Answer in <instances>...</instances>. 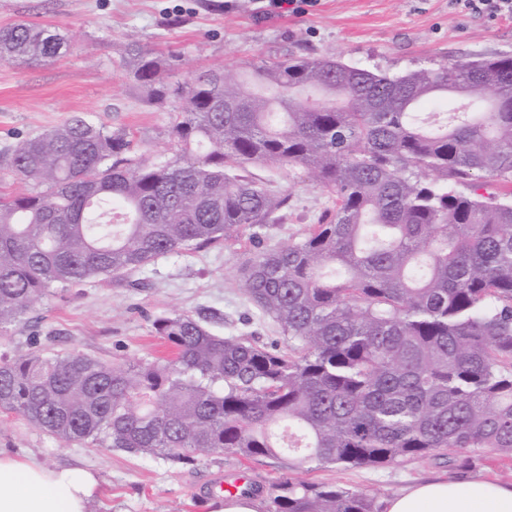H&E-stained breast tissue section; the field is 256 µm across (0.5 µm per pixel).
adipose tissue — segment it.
<instances>
[{
    "label": "adipose tissue",
    "instance_id": "adipose-tissue-1",
    "mask_svg": "<svg viewBox=\"0 0 512 512\" xmlns=\"http://www.w3.org/2000/svg\"><path fill=\"white\" fill-rule=\"evenodd\" d=\"M96 475L49 468L0 451V512H89ZM386 512H512V485L487 480H428L390 497Z\"/></svg>",
    "mask_w": 512,
    "mask_h": 512
}]
</instances>
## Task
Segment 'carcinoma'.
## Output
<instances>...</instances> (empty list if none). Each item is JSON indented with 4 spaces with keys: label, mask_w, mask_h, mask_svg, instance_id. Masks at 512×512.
I'll list each match as a JSON object with an SVG mask.
<instances>
[{
    "label": "carcinoma",
    "mask_w": 512,
    "mask_h": 512,
    "mask_svg": "<svg viewBox=\"0 0 512 512\" xmlns=\"http://www.w3.org/2000/svg\"><path fill=\"white\" fill-rule=\"evenodd\" d=\"M68 48L36 24L0 28L1 62ZM126 64L151 103H178L175 158L137 154L81 114L8 153L3 174L25 189L0 196V334L54 290L248 231L239 288L283 346L163 315L152 327L171 359L1 358L0 410L67 445L183 465L219 452L291 467L512 461V55L394 75L292 55L175 86L136 41ZM450 98L452 125H418L421 105ZM268 163L302 170L332 207L263 248L288 209L247 170ZM482 177L500 191L477 192ZM260 507L378 512L363 493L297 479Z\"/></svg>",
    "instance_id": "1"
}]
</instances>
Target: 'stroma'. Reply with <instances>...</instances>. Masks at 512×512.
Segmentation results:
<instances>
[{"label": "stroma", "instance_id": "stroma-1", "mask_svg": "<svg viewBox=\"0 0 512 512\" xmlns=\"http://www.w3.org/2000/svg\"><path fill=\"white\" fill-rule=\"evenodd\" d=\"M256 0H0V27L18 21L62 30L68 53L32 64L0 62V154L30 135L88 114L109 130L129 133L151 156L171 157L173 104L153 106L123 65L129 37L162 56L176 55L169 83L195 73L235 69L240 63L289 55H332L349 64L392 74L451 59L512 54V18L493 20L460 11L454 0H320L308 13L259 15ZM252 173L288 193L267 238L274 247L315 223L331 201L306 174L284 178L272 164ZM248 240L172 254L123 279L97 277L37 303L21 322L0 334V358L37 347L44 354L79 351L114 361L164 355L153 320L170 313L209 310L221 336H243L263 346L282 344L276 325L243 296L236 271ZM0 450L45 466L92 471L98 488L90 512H207L209 489L248 481L260 495L288 478L366 493L377 507L424 478L490 479L512 484V463L484 455L475 468L448 467L442 459L401 466L305 464L290 470L282 459H243L217 453L183 467L159 457L132 455L101 444L60 443L14 414L0 412Z\"/></svg>", "mask_w": 512, "mask_h": 512}]
</instances>
